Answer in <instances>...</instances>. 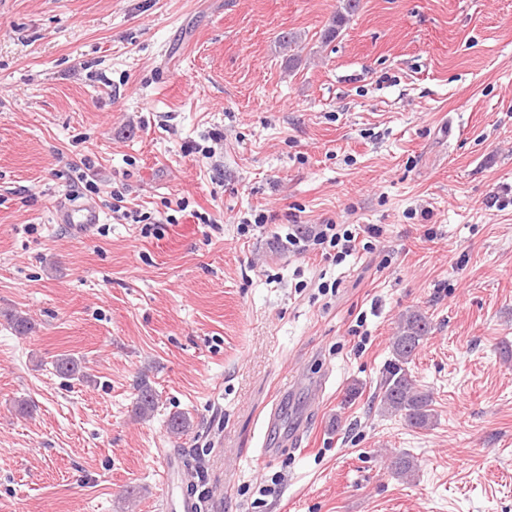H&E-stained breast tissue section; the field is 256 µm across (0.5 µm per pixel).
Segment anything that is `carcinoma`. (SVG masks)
Wrapping results in <instances>:
<instances>
[{
    "label": "carcinoma",
    "instance_id": "carcinoma-1",
    "mask_svg": "<svg viewBox=\"0 0 512 512\" xmlns=\"http://www.w3.org/2000/svg\"><path fill=\"white\" fill-rule=\"evenodd\" d=\"M359 7L360 0H343L341 10L336 12L324 29L323 40H334L349 18L357 13ZM429 333V320L422 313L412 311L401 317L398 331L392 338V359L388 363L380 388L382 410L400 416L407 425L419 429L427 427L432 422V399L429 393L418 389L408 364ZM154 409L155 394L148 385L140 384L134 405L135 415L147 417ZM415 468L414 458L408 454H400L391 461V469L401 477L409 476Z\"/></svg>",
    "mask_w": 512,
    "mask_h": 512
}]
</instances>
